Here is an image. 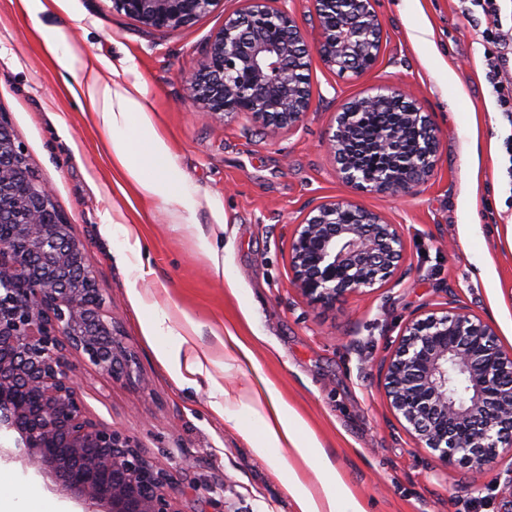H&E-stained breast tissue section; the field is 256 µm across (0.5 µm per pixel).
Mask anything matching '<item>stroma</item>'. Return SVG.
Segmentation results:
<instances>
[{
	"label": "stroma",
	"mask_w": 512,
	"mask_h": 512,
	"mask_svg": "<svg viewBox=\"0 0 512 512\" xmlns=\"http://www.w3.org/2000/svg\"><path fill=\"white\" fill-rule=\"evenodd\" d=\"M244 0H219L194 23L155 32L112 9V0H60L40 23L76 15L88 50L131 54L148 84L151 118L201 192L219 197L224 223L209 210L195 224L131 191L112 165L105 136L71 94L67 72L47 58L19 0H0V112L24 146L58 210L87 246L101 293L111 298L126 344L149 388L110 379L83 363L74 374L93 418L131 436L172 474L179 512H296L287 463L257 457L212 408L222 386L251 403L263 372L315 433L366 512H512V451L500 449L483 482L437 465L394 418L378 383L406 323L443 311L449 300L490 323L512 349V179L505 122L485 79L484 46L458 0H377L383 46L361 76L338 77L312 59V109L295 129L267 135L250 116L195 111L183 97L186 58H201L226 13ZM409 91L439 132L435 170L399 200L361 193L336 175L325 141L336 114L373 87ZM357 200L399 225L405 262L395 279L329 308L311 306L292 284V232L323 201ZM119 229L106 233L104 214ZM224 251L216 273L200 236ZM140 241L145 266L122 256ZM172 322L190 314V335L207 375L180 383L164 360L171 336L143 332L152 307ZM240 336L259 365L235 361L224 338ZM0 479L22 481L61 512L81 502L17 459H0Z\"/></svg>",
	"instance_id": "obj_1"
}]
</instances>
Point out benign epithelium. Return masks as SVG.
<instances>
[{
	"label": "benign epithelium",
	"mask_w": 512,
	"mask_h": 512,
	"mask_svg": "<svg viewBox=\"0 0 512 512\" xmlns=\"http://www.w3.org/2000/svg\"><path fill=\"white\" fill-rule=\"evenodd\" d=\"M217 2L112 0V10L167 31ZM244 2L224 16L203 58L184 66L187 100L211 116L246 112L275 133L295 128L312 106V55L339 76L363 74L380 55L375 0H311L319 25L313 44L284 0ZM370 108L398 109L397 124L362 140L356 118ZM408 127L423 143L417 160L398 149ZM329 145L343 182L397 199L431 176L440 141L405 90L381 85L343 106ZM370 153L386 159L376 183L362 176ZM402 258L399 226L353 199L322 202L293 229L292 282L313 306H334L388 281ZM74 357L113 379L149 386L118 334L112 300L97 287L84 242L0 112V455L21 457L53 477L84 512H179L172 476L130 436L90 417L72 379ZM380 387L420 447L442 467L465 469L473 483L499 446L512 445V352L464 307L408 322L380 371Z\"/></svg>",
	"instance_id": "7a95c632"
}]
</instances>
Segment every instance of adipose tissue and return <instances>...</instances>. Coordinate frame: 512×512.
I'll return each mask as SVG.
<instances>
[{
    "label": "adipose tissue",
    "mask_w": 512,
    "mask_h": 512,
    "mask_svg": "<svg viewBox=\"0 0 512 512\" xmlns=\"http://www.w3.org/2000/svg\"><path fill=\"white\" fill-rule=\"evenodd\" d=\"M79 17L56 26L39 27L42 48L64 68L75 83L74 93L84 111L105 134L112 161L125 182L139 194L172 207L184 223H193L200 209H208L216 223L224 221L220 199L201 194L181 169L167 139L150 115L146 83L132 56L112 61L81 48L76 31ZM254 401L261 410L262 436L247 435L260 457L270 449L285 448L309 467L320 483L322 495L314 497L300 477L288 488L297 512H366L347 491L331 459L315 434L266 378H259Z\"/></svg>",
    "instance_id": "ef3b65f1"
}]
</instances>
